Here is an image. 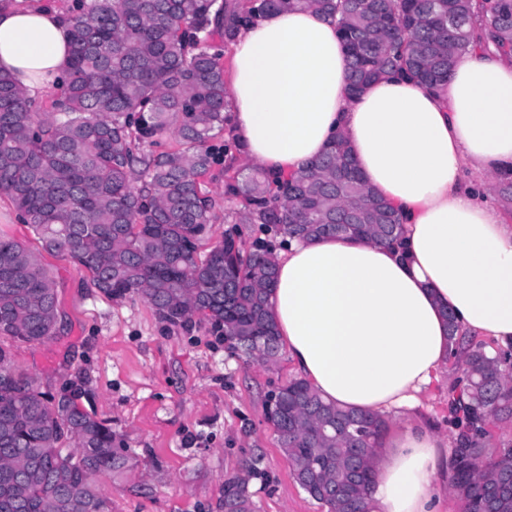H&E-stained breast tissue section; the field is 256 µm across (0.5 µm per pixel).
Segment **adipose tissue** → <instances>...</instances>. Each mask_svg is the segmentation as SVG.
<instances>
[{"label":"adipose tissue","mask_w":512,"mask_h":512,"mask_svg":"<svg viewBox=\"0 0 512 512\" xmlns=\"http://www.w3.org/2000/svg\"><path fill=\"white\" fill-rule=\"evenodd\" d=\"M71 53L62 16L0 5V71L31 97ZM346 50L330 20L273 12L232 45L228 123L242 157L293 173L343 135L365 184L398 210L403 247L290 240L275 255L268 310L298 373L325 401L404 419L449 368L448 326L512 348V213L490 176L512 169V55L463 54L445 94L394 76L346 93ZM447 438L387 431L369 497L376 512H439Z\"/></svg>","instance_id":"ef3b65f1"}]
</instances>
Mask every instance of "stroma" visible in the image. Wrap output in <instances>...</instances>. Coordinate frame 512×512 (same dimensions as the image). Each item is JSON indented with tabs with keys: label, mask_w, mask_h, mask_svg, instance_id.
<instances>
[{
	"label": "stroma",
	"mask_w": 512,
	"mask_h": 512,
	"mask_svg": "<svg viewBox=\"0 0 512 512\" xmlns=\"http://www.w3.org/2000/svg\"><path fill=\"white\" fill-rule=\"evenodd\" d=\"M43 261L58 285L60 332L11 344V362L46 395L81 390L121 436L132 467L94 477L112 512H222L225 475L254 454L275 477L251 482L256 512H326L294 480L266 416L271 391L296 376L287 354L270 364L231 356L209 324L167 326L142 296L109 299L84 268Z\"/></svg>",
	"instance_id": "stroma-1"
}]
</instances>
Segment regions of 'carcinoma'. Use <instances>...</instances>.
Wrapping results in <instances>:
<instances>
[{
  "label": "carcinoma",
  "instance_id": "1",
  "mask_svg": "<svg viewBox=\"0 0 512 512\" xmlns=\"http://www.w3.org/2000/svg\"><path fill=\"white\" fill-rule=\"evenodd\" d=\"M77 0L68 18L72 52L55 112L43 117L0 72V196L20 212L44 252L83 267L111 300L139 294L172 326L207 319L229 348L272 362L280 339L268 313L272 249L245 248L240 224L283 237L340 238L336 217L364 225L359 238L400 240L396 212L351 168L342 136L304 169L274 180L224 164V199L234 232L202 256L216 198L199 178L217 163L210 139L224 128L229 89L208 50L215 33L232 43L261 15L305 9L336 24L347 50L348 91L384 76L430 89L447 85L456 59L492 42L512 51V0ZM170 134L177 146L150 147ZM56 281L38 256L0 234V338L43 343L58 333ZM461 346L448 383L446 422L455 436L448 491L463 512H512V445L486 429L512 426L509 355L455 336ZM55 400L16 373L0 346V512H112L93 476L120 474L130 453L117 433L76 403ZM266 409L297 483L327 512H365L374 478L369 449L385 419L323 401L302 378ZM77 452H63V441ZM259 456L224 478V512H254L250 482Z\"/></svg>",
  "mask_w": 512,
  "mask_h": 512
}]
</instances>
